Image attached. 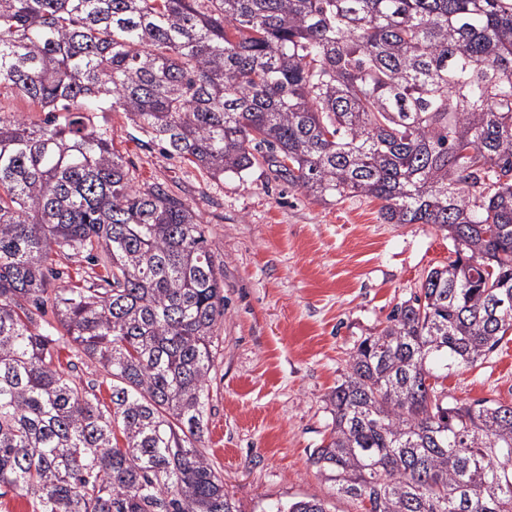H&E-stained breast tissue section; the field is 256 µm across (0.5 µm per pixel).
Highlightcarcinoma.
Returning <instances> with one entry per match:
<instances>
[{
  "label": "carcinoma",
  "instance_id": "obj_1",
  "mask_svg": "<svg viewBox=\"0 0 512 512\" xmlns=\"http://www.w3.org/2000/svg\"><path fill=\"white\" fill-rule=\"evenodd\" d=\"M2 86L45 119L0 115V488L31 512H242L200 446L224 265L138 184L121 112L212 180L265 166L448 232L456 258L349 355L309 460L364 512H512V402L439 384L512 331V0H0ZM60 255L94 284L59 282ZM70 351V345L60 347L59 360L62 366V370H64L65 373H68L75 377L76 382L79 384V387L83 395H86L90 399H93L92 394H96L98 398H100V400L107 398L108 386L106 382V377L104 376V373L101 371V369L98 366L95 367L94 364H91L89 362L88 364L85 365L78 363V368H76V370L74 371H70L69 366L67 365L68 360L76 361L74 359L73 352L70 353ZM89 380H92V382H94V384L96 385L93 391L88 389L86 385V382H88ZM85 391H87V393H84Z\"/></svg>",
  "mask_w": 512,
  "mask_h": 512
}]
</instances>
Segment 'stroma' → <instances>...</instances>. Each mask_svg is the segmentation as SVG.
Segmentation results:
<instances>
[{"label": "stroma", "instance_id": "35a3bbf8", "mask_svg": "<svg viewBox=\"0 0 512 512\" xmlns=\"http://www.w3.org/2000/svg\"><path fill=\"white\" fill-rule=\"evenodd\" d=\"M115 148L144 183L158 182L203 218L224 265V323L209 382L203 445L242 512L268 500L314 497L334 512H361L309 462L327 439L328 396L357 344L375 334L427 272L453 260L433 224H386L380 200L325 204L257 167L211 180L149 144L112 113ZM471 404L512 402V333L482 362L443 379Z\"/></svg>", "mask_w": 512, "mask_h": 512}]
</instances>
